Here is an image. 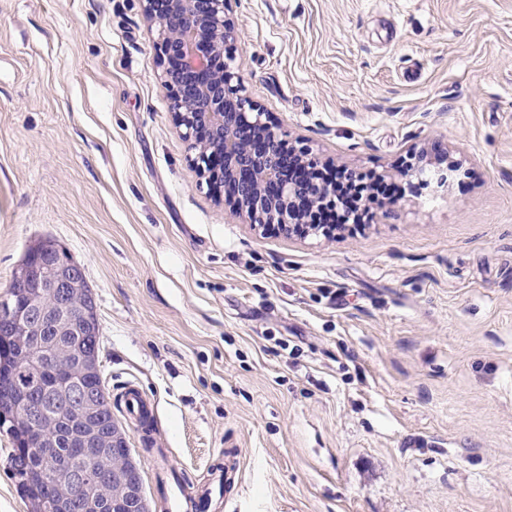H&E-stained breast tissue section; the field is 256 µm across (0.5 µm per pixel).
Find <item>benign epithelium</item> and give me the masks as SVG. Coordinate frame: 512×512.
I'll return each instance as SVG.
<instances>
[{
    "label": "benign epithelium",
    "mask_w": 512,
    "mask_h": 512,
    "mask_svg": "<svg viewBox=\"0 0 512 512\" xmlns=\"http://www.w3.org/2000/svg\"><path fill=\"white\" fill-rule=\"evenodd\" d=\"M226 0H145V13L160 29L159 52L163 88L169 93L170 107L184 136L196 147L194 162L211 182L224 184L226 197L258 225H278L286 233L336 236L335 226L318 224L306 212L320 200L333 198L331 186L315 178L296 183L282 174L283 149L291 146L284 132L239 94L231 62L237 41L233 22L225 17ZM412 167L404 172L421 183L443 181L448 151L439 146L421 148L411 154ZM74 273L57 269L39 281L30 294L35 303H51L66 319L91 322L90 311L80 303ZM39 316L20 320L15 316L10 294L0 293V335L22 344L26 336L39 331ZM76 359L70 371L73 398L80 413L92 421L102 408L96 388L83 379L99 373L96 355L69 347L48 353L50 359ZM29 389L20 392L14 405L15 421L25 426L50 417L28 398ZM28 447L49 455L55 444L53 429L33 430L26 436ZM83 467L63 483L60 493L76 497L86 473L97 471L112 477L113 494L126 497L132 512H149L140 470L126 457L116 460L110 448L99 445L97 427L83 436Z\"/></svg>",
    "instance_id": "benign-epithelium-1"
}]
</instances>
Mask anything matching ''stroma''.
<instances>
[{"label": "stroma", "instance_id": "35a3bbf8", "mask_svg": "<svg viewBox=\"0 0 512 512\" xmlns=\"http://www.w3.org/2000/svg\"><path fill=\"white\" fill-rule=\"evenodd\" d=\"M290 142L398 185L336 238L207 185L143 0H0V293L35 240L85 271L110 396L155 403L223 512H512V0H227ZM441 143V188L402 176ZM151 512L162 490L120 408ZM0 434V512H29Z\"/></svg>", "mask_w": 512, "mask_h": 512}]
</instances>
